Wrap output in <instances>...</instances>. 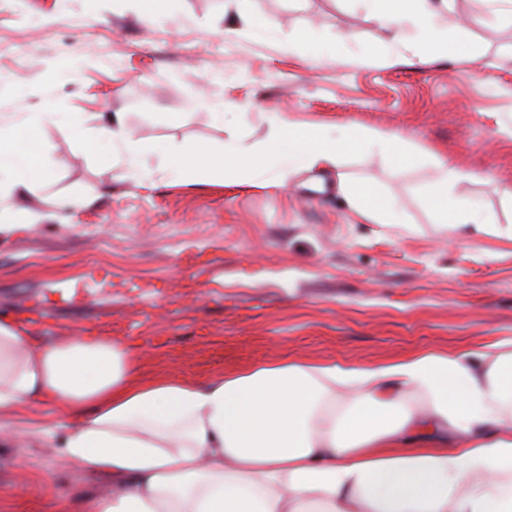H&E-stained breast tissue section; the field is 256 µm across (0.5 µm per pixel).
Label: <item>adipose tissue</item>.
Wrapping results in <instances>:
<instances>
[{"label":"adipose tissue","instance_id":"adipose-tissue-1","mask_svg":"<svg viewBox=\"0 0 512 512\" xmlns=\"http://www.w3.org/2000/svg\"><path fill=\"white\" fill-rule=\"evenodd\" d=\"M399 48L430 47L476 66L480 56L436 25L451 0H360ZM85 137L72 114L46 112L0 126V173L33 188L42 167L22 142L42 123ZM288 148L228 141L166 149L165 171L202 182L278 169L339 166L350 152L400 164L406 142L388 129L334 135L275 115ZM110 112L96 131L125 164L143 171L144 148ZM472 173L436 158L426 186L435 223L512 241V224H491L453 189ZM351 214L403 226L400 203L368 182L336 183ZM51 403L77 419L61 441L64 458L111 477V495L61 499L57 512H512V344L474 354L420 353L376 366L307 360L250 367L196 384L136 379L127 348L84 332L35 346L0 319V410Z\"/></svg>","mask_w":512,"mask_h":512}]
</instances>
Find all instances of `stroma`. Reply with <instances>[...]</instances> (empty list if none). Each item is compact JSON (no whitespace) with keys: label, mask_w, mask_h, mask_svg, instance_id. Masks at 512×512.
I'll use <instances>...</instances> for the list:
<instances>
[{"label":"stroma","mask_w":512,"mask_h":512,"mask_svg":"<svg viewBox=\"0 0 512 512\" xmlns=\"http://www.w3.org/2000/svg\"><path fill=\"white\" fill-rule=\"evenodd\" d=\"M157 7L174 23L150 24L139 0H0V124L78 112L92 132L102 113L121 112L128 139L150 145L152 173L140 186L105 160V143L42 125L33 148L51 179L0 197V214L43 216L0 236V315L23 319L43 343L83 330L109 337L130 349L143 380L200 382L286 359L374 366L512 341V244L468 228L447 234L422 198L443 156L475 175L458 196L512 224V28L495 25L481 0H453L471 19L459 37L481 54L477 70L407 62L377 43L358 0ZM232 22L237 33L225 35ZM349 32V61L317 59ZM218 103L250 115L218 124ZM275 112L389 129L411 152L397 171L352 155L283 187L271 172L224 184L165 173L170 147L264 145ZM340 173L403 201L410 231L354 220L336 192ZM91 191L78 210L55 205ZM73 424L51 404L0 414L19 433L0 447V512H55L57 498L111 493L109 477L62 457Z\"/></svg>","instance_id":"obj_1"}]
</instances>
